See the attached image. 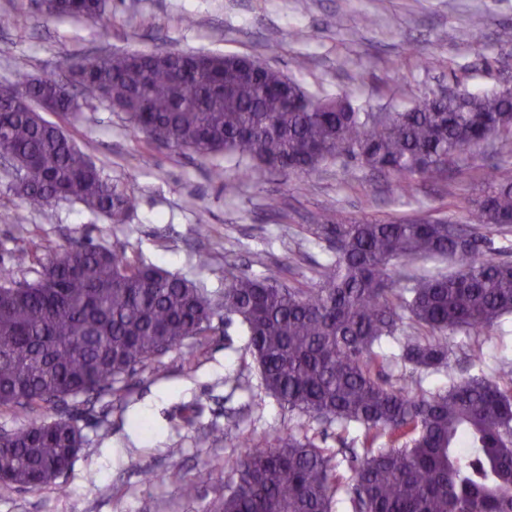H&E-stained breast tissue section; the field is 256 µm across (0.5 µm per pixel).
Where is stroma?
Masks as SVG:
<instances>
[{
	"label": "stroma",
	"instance_id": "obj_1",
	"mask_svg": "<svg viewBox=\"0 0 512 512\" xmlns=\"http://www.w3.org/2000/svg\"><path fill=\"white\" fill-rule=\"evenodd\" d=\"M112 28L101 36L88 20H59L38 11L0 28V84L19 80L15 60L27 58L33 78L64 75L103 51H168L256 57L319 95L347 93L354 106L403 112L424 94L442 90L483 93L512 86V0H111ZM474 28L477 39L458 33ZM81 110L64 127L101 168L104 177L134 194L126 223L110 224L71 201L52 203L16 224L13 172L0 166V279L31 281L36 273L11 258L22 240L46 253L82 240L106 247L127 245L146 262L173 275L224 285L233 264L259 276L280 266L289 282L314 286L315 270L331 256L311 242L305 228L316 211L338 210L349 222L443 218L467 223L476 199L495 172L512 171V138H496L450 166L432 183L407 177L403 187L385 173L343 158L309 175L267 172L241 178L225 164L223 180L210 174L212 159L151 143L100 99L84 94ZM278 208H268L269 198ZM206 221L207 235L197 232ZM205 341L186 340L158 363L124 378L119 389L95 399L78 424L84 435L57 487L37 492L0 490V512H212L224 495V459L248 443L293 432L316 437L336 452L357 442L350 428L289 411L264 392L239 326L214 318ZM479 341L482 364L469 365L467 347ZM450 362L462 370L493 375L512 362V315L478 336L448 339ZM242 374L233 388L227 374ZM196 403L194 424L182 425V405ZM145 418L150 432L138 429ZM163 474L146 485L141 469ZM212 469L209 483L189 500L182 486ZM66 493H59V486ZM110 494H101L102 486Z\"/></svg>",
	"mask_w": 512,
	"mask_h": 512
}]
</instances>
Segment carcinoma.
Segmentation results:
<instances>
[{"instance_id": "obj_1", "label": "carcinoma", "mask_w": 512, "mask_h": 512, "mask_svg": "<svg viewBox=\"0 0 512 512\" xmlns=\"http://www.w3.org/2000/svg\"><path fill=\"white\" fill-rule=\"evenodd\" d=\"M48 17L100 24L108 35L109 0H13L0 16L11 25L29 5ZM207 55L197 65L181 52H109L70 76L31 78L0 88V156L26 170L14 180L13 223L58 200L81 203L113 224L126 223L135 197L106 179L57 124L16 99L73 112L70 86L95 83L150 140L178 150L221 155L250 177L258 170L310 173L348 157L398 178L441 180L475 145L512 136V99L493 92L425 97L405 112L375 113L345 94L316 96L267 67L243 77L246 58ZM512 225V175L495 178L469 224L439 220L354 222L316 213L307 232L333 256L313 288L290 286L280 269L261 277L224 269V287L207 288L144 263L124 246L75 243L41 263L20 246L19 268L41 263L31 281L0 282V408L29 416L0 445V486L39 491L70 468L84 436L72 407L112 393L188 338L206 336L213 318L239 323L261 385L289 410L356 426L347 472L315 439L292 433L224 459L231 484L219 512H333L340 490L350 512H512V364L495 376L448 371L435 392L401 374L381 375L376 348L404 334L401 357L421 371L449 365L448 337L500 324L512 314V262L486 247ZM56 411L44 422L32 417ZM390 446H376L382 434Z\"/></svg>"}]
</instances>
